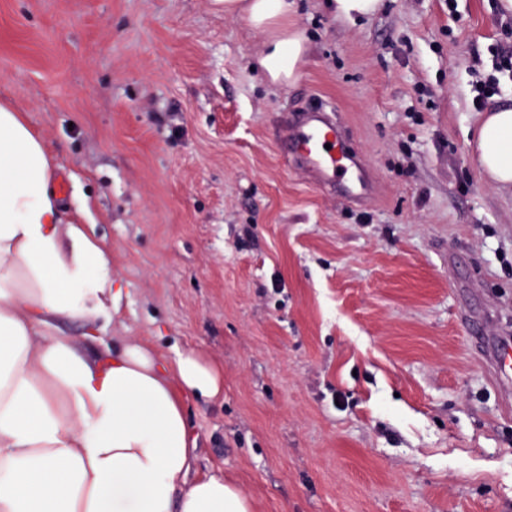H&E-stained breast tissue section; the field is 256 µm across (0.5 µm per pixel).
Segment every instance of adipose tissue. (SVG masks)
Returning <instances> with one entry per match:
<instances>
[{
  "mask_svg": "<svg viewBox=\"0 0 512 512\" xmlns=\"http://www.w3.org/2000/svg\"><path fill=\"white\" fill-rule=\"evenodd\" d=\"M295 0H224L265 35L256 66L296 81L305 39ZM477 164L512 186V106L483 115ZM56 170L20 112L0 104V512H253L232 482L190 479L195 443L181 396L213 399L223 370L202 354L165 365L136 341L87 358L57 321L111 320L122 291L110 246L65 224Z\"/></svg>",
  "mask_w": 512,
  "mask_h": 512,
  "instance_id": "1",
  "label": "adipose tissue"
}]
</instances>
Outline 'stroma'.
<instances>
[{
  "mask_svg": "<svg viewBox=\"0 0 512 512\" xmlns=\"http://www.w3.org/2000/svg\"><path fill=\"white\" fill-rule=\"evenodd\" d=\"M498 0H297L292 84L223 0H0V103L58 177L61 220L112 248L124 295L98 335L204 352L224 395L186 399L191 478L254 512H512V413L483 365L512 337V191L480 172ZM332 104L378 191L284 164L279 131ZM328 8L338 17L354 20L368 16L380 9L383 0H328Z\"/></svg>",
  "mask_w": 512,
  "mask_h": 512,
  "instance_id": "obj_1",
  "label": "stroma"
}]
</instances>
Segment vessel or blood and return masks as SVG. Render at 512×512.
<instances>
[{"label":"vessel or blood","mask_w":512,"mask_h":512,"mask_svg":"<svg viewBox=\"0 0 512 512\" xmlns=\"http://www.w3.org/2000/svg\"><path fill=\"white\" fill-rule=\"evenodd\" d=\"M281 147L285 158L302 163L308 178L321 189L339 190L342 197L359 204L376 192L369 170L341 153L336 122L323 106L305 110L284 125ZM484 360L494 381L505 386L512 378V339L496 338Z\"/></svg>","instance_id":"obj_1"}]
</instances>
